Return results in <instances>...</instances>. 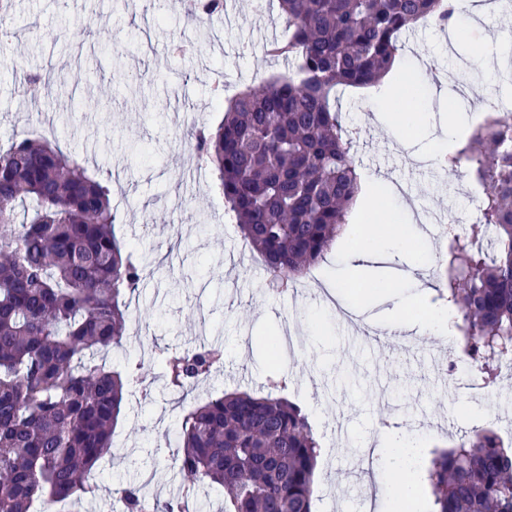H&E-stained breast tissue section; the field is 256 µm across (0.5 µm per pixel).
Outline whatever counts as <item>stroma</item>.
<instances>
[{"label": "stroma", "mask_w": 512, "mask_h": 512, "mask_svg": "<svg viewBox=\"0 0 512 512\" xmlns=\"http://www.w3.org/2000/svg\"><path fill=\"white\" fill-rule=\"evenodd\" d=\"M474 5L459 2L469 14L464 39L420 24L403 40L395 75L339 98L359 170L404 184L416 214L448 210L471 221L479 215L464 192L467 171L444 174L412 159L447 125L448 95L467 83L512 98V83L499 76L507 48L497 34L504 22ZM0 17L18 34L11 48L0 50V147L29 128L58 139L110 187L115 233L146 265L130 304L137 327L108 356L116 366L139 365L141 386L126 395L97 500L66 512H111L113 490L126 484L144 485L161 501L176 496L183 409L237 388L262 392L280 371L289 377L287 398L308 414L327 450L314 512H365L358 497L360 450L377 426L422 417L430 424L429 448L457 443L468 427L458 414L462 396L445 393L435 370L449 348L439 337L422 336L416 351H403L385 338V306L369 293V276L354 275L344 264L355 238H337L307 273L304 288L271 292L259 255L241 252L242 238L224 214L209 168L186 174L198 167L197 159L178 135L222 119L214 84L243 90L287 71L285 60L264 54L268 36L286 34L277 0H239L228 27L187 24L182 0H10ZM465 66L466 83L460 78ZM50 67L61 71L65 87L26 96L19 77ZM403 76L420 95L401 92ZM397 112L430 115L426 127L409 132L404 147L393 134ZM324 277L360 309L362 335H347L335 305L313 293L312 284ZM292 326L301 330L299 354L272 360L264 337ZM215 341L224 359L206 382L185 396L166 387L160 348ZM481 408L501 435L512 433V373L500 372Z\"/></svg>", "instance_id": "stroma-1"}]
</instances>
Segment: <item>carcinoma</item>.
<instances>
[{"label":"carcinoma","instance_id":"carcinoma-1","mask_svg":"<svg viewBox=\"0 0 512 512\" xmlns=\"http://www.w3.org/2000/svg\"><path fill=\"white\" fill-rule=\"evenodd\" d=\"M288 33L267 55L288 72L248 88L212 129L189 132L216 176L226 214L285 287L330 250L361 190L350 130L336 108L343 89L377 83L404 33L431 18L446 27L453 0H278ZM224 0H196L187 20L209 22ZM61 77L21 81L26 94ZM512 124L496 114L450 158L466 159L486 192L478 221L454 240L437 270L461 314L480 367L512 360ZM108 185L36 131L0 150V512L90 498L137 368L105 353L127 336L126 296L145 269L114 231ZM492 236L496 256L478 246ZM165 376L187 393L224 357L218 345L162 349ZM235 389L190 408L178 428L183 494L160 505L143 487L117 490L119 512H190L201 488L224 490L220 512H312L320 454L308 416L282 396ZM434 512H512V440L478 429L432 451Z\"/></svg>","mask_w":512,"mask_h":512}]
</instances>
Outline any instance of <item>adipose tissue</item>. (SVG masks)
I'll list each match as a JSON object with an SVG mask.
<instances>
[{"label": "adipose tissue", "instance_id": "ef3b65f1", "mask_svg": "<svg viewBox=\"0 0 512 512\" xmlns=\"http://www.w3.org/2000/svg\"><path fill=\"white\" fill-rule=\"evenodd\" d=\"M358 242L348 255L347 262L356 267L371 265L381 249L387 248L406 255L409 273L390 281L392 308L389 312L392 329L408 327L419 336H438L453 340L457 312L447 306L427 307L426 294L433 292L437 283L427 270L430 258L421 250L423 233L416 224L391 226L387 236L380 237L353 228ZM420 309L419 318L407 320L411 309ZM427 438L418 429L408 427H379L372 433L366 447L374 461L371 475L364 484L372 494L376 512H419L429 489L425 478Z\"/></svg>", "mask_w": 512, "mask_h": 512}]
</instances>
